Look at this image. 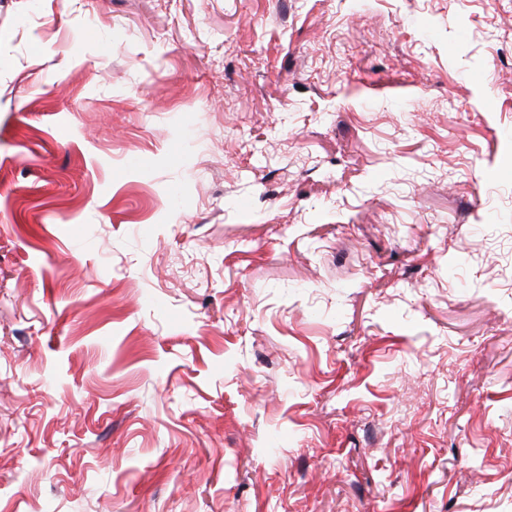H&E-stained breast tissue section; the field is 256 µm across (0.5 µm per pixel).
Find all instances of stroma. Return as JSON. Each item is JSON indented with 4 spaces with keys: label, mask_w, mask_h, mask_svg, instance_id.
<instances>
[{
    "label": "stroma",
    "mask_w": 512,
    "mask_h": 512,
    "mask_svg": "<svg viewBox=\"0 0 512 512\" xmlns=\"http://www.w3.org/2000/svg\"><path fill=\"white\" fill-rule=\"evenodd\" d=\"M0 512H512V0H0Z\"/></svg>",
    "instance_id": "obj_1"
}]
</instances>
